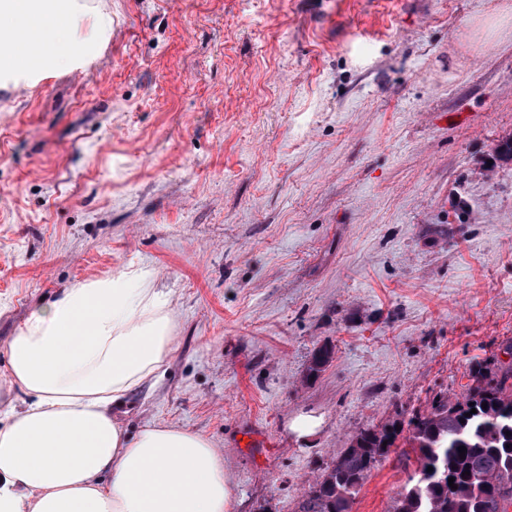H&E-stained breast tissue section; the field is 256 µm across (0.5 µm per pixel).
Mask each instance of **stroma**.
<instances>
[{
    "label": "stroma",
    "instance_id": "35a3bbf8",
    "mask_svg": "<svg viewBox=\"0 0 512 512\" xmlns=\"http://www.w3.org/2000/svg\"><path fill=\"white\" fill-rule=\"evenodd\" d=\"M81 2L112 13L101 54L0 87V413L46 299L151 266L175 341L122 426L202 434L230 512H294L354 433L512 341V0ZM415 470L391 453L352 512Z\"/></svg>",
    "mask_w": 512,
    "mask_h": 512
}]
</instances>
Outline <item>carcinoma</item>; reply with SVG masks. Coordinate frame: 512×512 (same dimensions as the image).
Masks as SVG:
<instances>
[{"instance_id": "cac0c4a2", "label": "carcinoma", "mask_w": 512, "mask_h": 512, "mask_svg": "<svg viewBox=\"0 0 512 512\" xmlns=\"http://www.w3.org/2000/svg\"><path fill=\"white\" fill-rule=\"evenodd\" d=\"M332 357V348L319 347L308 376L320 373ZM398 425L396 420L358 431L308 485L294 512H351L368 474L400 439L415 454L418 473L389 512H508L512 507L511 361H486L461 400L435 396L429 409L409 418L408 435L401 436ZM461 446L467 449L463 456Z\"/></svg>"}]
</instances>
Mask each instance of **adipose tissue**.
Listing matches in <instances>:
<instances>
[{
  "instance_id": "1",
  "label": "adipose tissue",
  "mask_w": 512,
  "mask_h": 512,
  "mask_svg": "<svg viewBox=\"0 0 512 512\" xmlns=\"http://www.w3.org/2000/svg\"><path fill=\"white\" fill-rule=\"evenodd\" d=\"M112 16L77 0H0V83L35 87L88 64ZM153 269L60 291L7 347L8 382L27 397L0 418V512H229L224 457L206 437L167 425L125 431L116 417L158 377L174 344Z\"/></svg>"
}]
</instances>
